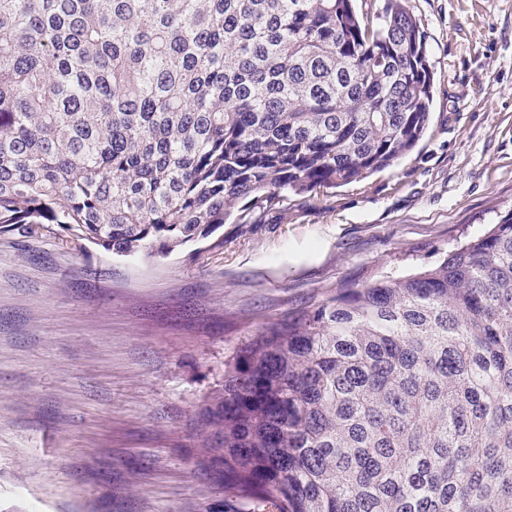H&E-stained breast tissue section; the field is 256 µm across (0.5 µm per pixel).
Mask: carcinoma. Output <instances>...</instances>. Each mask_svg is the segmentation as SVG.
<instances>
[{
  "mask_svg": "<svg viewBox=\"0 0 512 512\" xmlns=\"http://www.w3.org/2000/svg\"><path fill=\"white\" fill-rule=\"evenodd\" d=\"M407 0H0V233L167 255L393 166L434 74ZM246 512H512V211L271 322L200 409Z\"/></svg>",
  "mask_w": 512,
  "mask_h": 512,
  "instance_id": "carcinoma-1",
  "label": "carcinoma"
}]
</instances>
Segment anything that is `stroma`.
Masks as SVG:
<instances>
[{
	"mask_svg": "<svg viewBox=\"0 0 512 512\" xmlns=\"http://www.w3.org/2000/svg\"><path fill=\"white\" fill-rule=\"evenodd\" d=\"M431 124L393 167L169 256L0 234V512H233L195 417L262 326L512 210V0H409Z\"/></svg>",
	"mask_w": 512,
	"mask_h": 512,
	"instance_id": "obj_1",
	"label": "stroma"
}]
</instances>
